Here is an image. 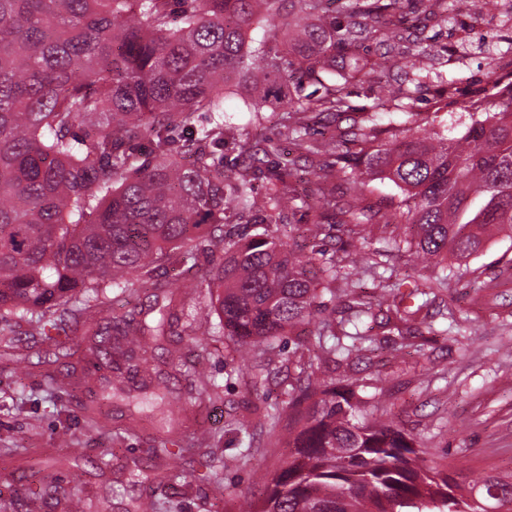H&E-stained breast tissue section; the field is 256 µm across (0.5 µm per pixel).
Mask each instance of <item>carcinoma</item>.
<instances>
[{"instance_id": "cac0c4a2", "label": "carcinoma", "mask_w": 512, "mask_h": 512, "mask_svg": "<svg viewBox=\"0 0 512 512\" xmlns=\"http://www.w3.org/2000/svg\"><path fill=\"white\" fill-rule=\"evenodd\" d=\"M456 0H428L441 21L455 20ZM406 0H0V322H24L44 336L66 337L73 325L97 321L88 342L96 362L117 377L95 390L87 371L52 389L53 404L87 395V423L105 428V409L125 378L149 388L146 336L173 346L167 367L181 371V343L197 335L182 321L187 294L157 274L160 263L189 265L211 288L219 328L245 360L262 362L272 342L322 312L308 276L311 259L266 226L239 229L263 214L273 219L295 200L284 174L275 175L264 205L239 162L224 156V94L252 112L280 109L294 117L289 133L310 153L332 157L348 199L322 192V218L359 226L373 218L362 190L387 180L402 198L392 214L403 229L393 248L424 268L428 283L447 285L452 269H468L494 235L512 238V85L488 71L494 97L465 107L464 132L436 129L438 115L421 117L400 105L404 119L382 125L377 113L346 138L309 139L307 114L335 121L352 110L349 82L367 78L376 62L360 54L375 39L390 50L405 36L393 28ZM318 88L301 96L303 82ZM207 112L211 122L197 124ZM222 252L201 266L199 256ZM321 278L352 272L321 258ZM137 277L154 304L117 311L99 292L124 293ZM413 289L398 321L408 322L427 301ZM355 331L313 336L318 356L346 360L375 339L358 330L371 303L353 302ZM350 342L344 343L342 339ZM191 389L217 384L202 371ZM293 414L288 459L257 477L260 496L241 512H486L494 501L512 512V481L488 478L480 492L429 466L416 442L394 420H369L352 386L310 373L301 393L266 409L279 423ZM184 452L162 442L149 449L155 486L134 512H172L158 490L186 481L163 462ZM208 478L224 489V458L206 455Z\"/></svg>"}]
</instances>
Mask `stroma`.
Segmentation results:
<instances>
[{
  "instance_id": "1",
  "label": "stroma",
  "mask_w": 512,
  "mask_h": 512,
  "mask_svg": "<svg viewBox=\"0 0 512 512\" xmlns=\"http://www.w3.org/2000/svg\"><path fill=\"white\" fill-rule=\"evenodd\" d=\"M410 9L419 37L433 45V53L421 55L413 44L384 59L376 41H365L364 55L383 59L384 64L370 80L347 85L353 118L371 111L380 85L386 83L396 92H411L413 111L435 112L443 119L463 116L473 89L486 83L492 56L504 47L505 36L512 35V21H502L494 0L479 16L462 0L452 26L426 18L421 0H411ZM224 106L236 126V139L253 144L269 137L280 145V153L266 157L255 175L257 196L266 195L269 174L293 168L298 196L294 214L272 224L291 247L309 256L322 251L345 261L379 250L399 277L423 282L426 270L393 249L395 226L374 225L365 237L343 226L329 235L321 230L322 160L292 143L284 113L248 112L235 95L226 96ZM423 314L424 321L412 322L402 336L380 322L364 321L375 345L338 366L320 361L311 350L309 338L316 324L302 325L293 335L276 340L271 373L255 389L249 385L248 362L223 334L209 332L185 340L188 365L203 366L218 384L217 394L188 399L190 377H170V395L175 405L187 410L188 420L169 425L149 398L139 407L143 428L135 434L122 431L130 402L119 396L111 403L112 419L105 430L88 429L79 401L57 411L46 400L45 374L53 372L58 381H65L71 357L32 334L30 327L0 324V448L55 457L80 448L86 472L83 481L74 484L68 469L35 473L18 460L1 457L0 512H64L61 497L75 493L106 502L108 512H131L134 501L149 490L146 450L165 438H180L195 447L194 453L168 462L189 481L188 487L168 492L177 512H238L239 498L258 492L253 470L275 468L288 457L287 445L269 429L261 409L286 400L302 367L325 373L340 385L365 381L364 395L373 415L395 416L421 445L428 465L467 483L490 476L512 478V239L492 241L462 277H449L447 289L431 299ZM64 428L75 433L72 444L58 440ZM245 447L251 450L246 459L240 456ZM205 448L226 461L223 491H215L207 479L201 454ZM103 459L111 460L112 467L101 472L97 466ZM49 483L58 486L59 499L24 493L25 488L36 490Z\"/></svg>"
}]
</instances>
